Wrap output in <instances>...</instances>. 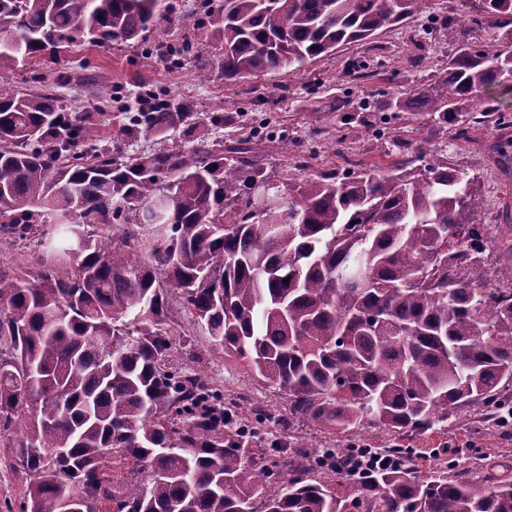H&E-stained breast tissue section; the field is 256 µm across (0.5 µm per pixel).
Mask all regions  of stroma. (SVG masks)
I'll return each mask as SVG.
<instances>
[{"label":"stroma","mask_w":512,"mask_h":512,"mask_svg":"<svg viewBox=\"0 0 512 512\" xmlns=\"http://www.w3.org/2000/svg\"><path fill=\"white\" fill-rule=\"evenodd\" d=\"M458 3L431 0V15L381 29L372 40L339 47L300 68L260 76L225 78L216 62L220 44L205 30L192 33L198 55L180 68H169L158 49L176 35L156 29L148 32L143 48L86 44L28 58L0 83L21 92L49 88L67 111L79 113L98 130V148L126 157L192 146L195 134L184 126L163 136L120 135L124 114L135 106L141 91L161 88L182 111L223 113V124L210 129L213 138L228 148L247 149L249 159L276 184L297 172L341 171L355 163L363 168L384 166L394 142L421 143L427 153L462 174L477 176L485 218L502 233L512 185L494 165L490 147L499 139L512 138V127L489 122L483 139L473 143L458 139L452 126L439 127L429 118L386 107L394 97L409 96L428 75L445 66L449 52L459 48L462 39L492 41L493 32L475 29L464 37L455 26L428 35L430 17H443ZM361 57L379 60L374 76L363 79L350 73L349 63ZM286 141L292 148L285 152L281 145ZM42 258L38 237L0 243V271L36 272ZM165 327L173 340L174 363L203 370L223 391L225 401L247 409L267 406L287 416L288 401L273 387L249 375L241 360L211 351L208 336L186 315L179 296L170 299ZM18 441L16 433L0 430V512L23 497L25 480L12 467L11 450ZM413 443L421 453L411 466L424 474L444 457L455 462V475H469L477 469L473 458L477 452L512 467V429L487 425L473 431L452 426L431 438L416 436Z\"/></svg>","instance_id":"obj_1"}]
</instances>
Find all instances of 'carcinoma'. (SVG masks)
I'll return each instance as SVG.
<instances>
[{"label":"carcinoma","mask_w":512,"mask_h":512,"mask_svg":"<svg viewBox=\"0 0 512 512\" xmlns=\"http://www.w3.org/2000/svg\"><path fill=\"white\" fill-rule=\"evenodd\" d=\"M194 25L213 27L227 78L282 71L426 12L429 0H206ZM448 16L463 30L512 35V0H467ZM162 0H0V74L26 58L90 43L137 46L161 22ZM172 46L170 65L193 56ZM512 47L471 42L433 79L388 108L484 135L479 89L512 96ZM49 93L0 89V242L37 224L47 262L0 273V428L26 474L19 512H512V474L485 465L481 482L405 464L326 477L313 441L251 448L224 425V396L205 374L171 364L161 325L168 291L210 337L288 398V428L308 421L342 434L385 427L386 451L448 429V409L512 404V292L481 275L496 245L477 184L447 163L407 152L387 172L291 177L262 217V168L224 156L207 135L185 151L122 159L88 146L83 117ZM192 119L154 90L128 129L162 135ZM512 179V139L496 149ZM93 224H128L111 243ZM60 448L50 467L46 449ZM289 479L280 481L283 472Z\"/></svg>","instance_id":"obj_1"}]
</instances>
